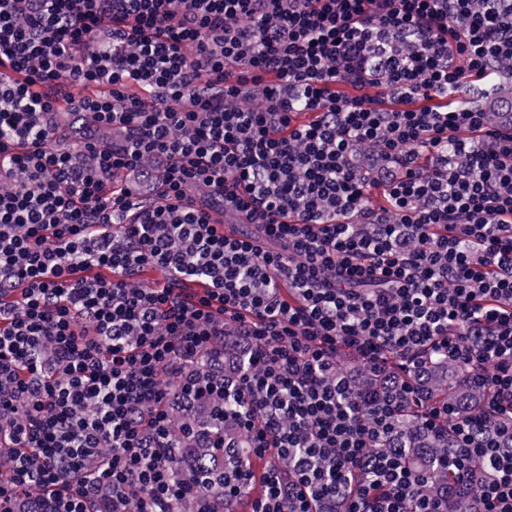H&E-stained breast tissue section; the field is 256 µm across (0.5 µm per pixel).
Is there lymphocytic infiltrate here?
<instances>
[{"label":"lymphocytic infiltrate","mask_w":512,"mask_h":512,"mask_svg":"<svg viewBox=\"0 0 512 512\" xmlns=\"http://www.w3.org/2000/svg\"><path fill=\"white\" fill-rule=\"evenodd\" d=\"M507 69L512 0H0V512H216L228 399L246 512H512ZM482 108L486 112H497L501 125H507L512 113V85H500L497 93L482 100ZM193 457L200 464L206 465L208 468L215 466L213 463V456H221V461L217 466L222 465V468L218 471L213 472L211 479L208 481L206 494L211 498L215 499L218 503V508H223V512L228 508V505L224 502V448H192Z\"/></svg>","instance_id":"1"}]
</instances>
